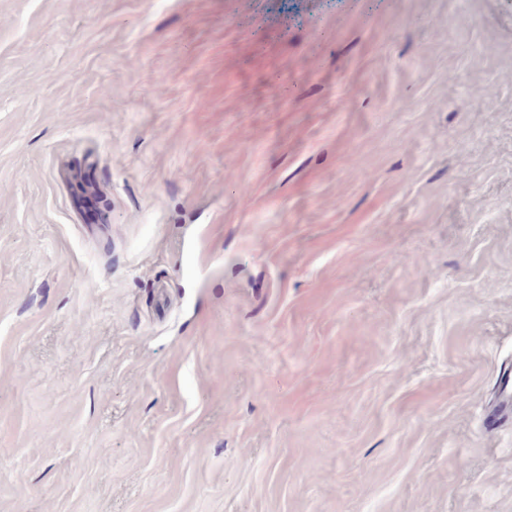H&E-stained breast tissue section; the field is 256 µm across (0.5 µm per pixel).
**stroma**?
Returning <instances> with one entry per match:
<instances>
[{
    "instance_id": "stroma-1",
    "label": "stroma",
    "mask_w": 512,
    "mask_h": 512,
    "mask_svg": "<svg viewBox=\"0 0 512 512\" xmlns=\"http://www.w3.org/2000/svg\"><path fill=\"white\" fill-rule=\"evenodd\" d=\"M284 2L0 0V512H512V0ZM74 190L79 203L90 213L95 222L101 218V212L97 208L99 194L82 175L74 176Z\"/></svg>"
}]
</instances>
